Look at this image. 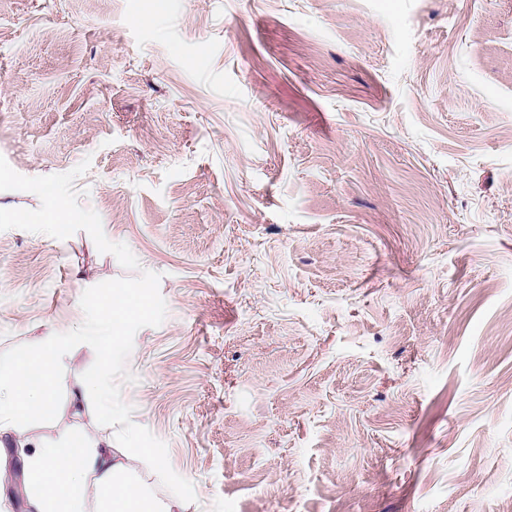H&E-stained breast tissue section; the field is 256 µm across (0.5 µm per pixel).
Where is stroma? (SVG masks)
<instances>
[{
    "label": "stroma",
    "mask_w": 512,
    "mask_h": 512,
    "mask_svg": "<svg viewBox=\"0 0 512 512\" xmlns=\"http://www.w3.org/2000/svg\"><path fill=\"white\" fill-rule=\"evenodd\" d=\"M0 156L160 274L131 419L184 512H512V0H0ZM0 232V353L131 277ZM59 419L109 433V407Z\"/></svg>",
    "instance_id": "35a3bbf8"
}]
</instances>
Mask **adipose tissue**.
Instances as JSON below:
<instances>
[{
	"instance_id": "obj_1",
	"label": "adipose tissue",
	"mask_w": 512,
	"mask_h": 512,
	"mask_svg": "<svg viewBox=\"0 0 512 512\" xmlns=\"http://www.w3.org/2000/svg\"><path fill=\"white\" fill-rule=\"evenodd\" d=\"M70 354L54 342L0 370V442L11 440L22 458V480L32 512H182L176 498L160 499L133 476V462L166 471L149 448H114L111 441L77 437L51 441L33 424L55 420V365Z\"/></svg>"
}]
</instances>
